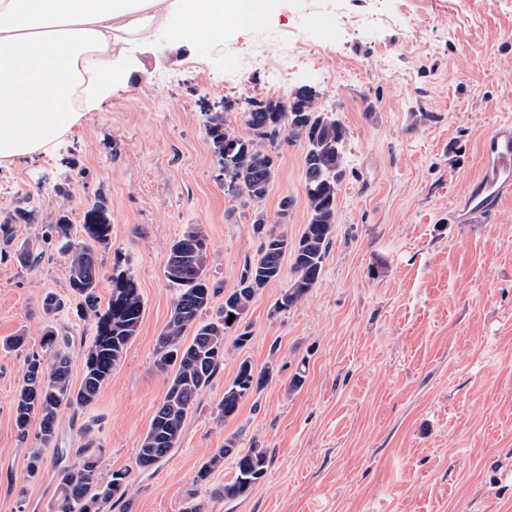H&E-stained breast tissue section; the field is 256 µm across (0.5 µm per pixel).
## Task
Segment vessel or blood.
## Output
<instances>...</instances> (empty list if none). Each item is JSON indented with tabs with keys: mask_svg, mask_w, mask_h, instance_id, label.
I'll return each mask as SVG.
<instances>
[{
	"mask_svg": "<svg viewBox=\"0 0 512 512\" xmlns=\"http://www.w3.org/2000/svg\"><path fill=\"white\" fill-rule=\"evenodd\" d=\"M482 152L485 172L473 185L467 202L474 214L495 211L502 197L512 193V125L487 137Z\"/></svg>",
	"mask_w": 512,
	"mask_h": 512,
	"instance_id": "obj_1",
	"label": "vessel or blood"
}]
</instances>
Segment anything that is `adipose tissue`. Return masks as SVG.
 I'll return each instance as SVG.
<instances>
[{
    "label": "adipose tissue",
    "mask_w": 512,
    "mask_h": 512,
    "mask_svg": "<svg viewBox=\"0 0 512 512\" xmlns=\"http://www.w3.org/2000/svg\"><path fill=\"white\" fill-rule=\"evenodd\" d=\"M271 0H0V162L78 126L112 90V53L155 24L184 37L256 25Z\"/></svg>",
    "instance_id": "adipose-tissue-1"
}]
</instances>
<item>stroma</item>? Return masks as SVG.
Segmentation results:
<instances>
[{"instance_id":"obj_1","label":"stroma","mask_w":512,"mask_h":512,"mask_svg":"<svg viewBox=\"0 0 512 512\" xmlns=\"http://www.w3.org/2000/svg\"><path fill=\"white\" fill-rule=\"evenodd\" d=\"M345 15L379 23L348 34ZM281 36L303 56L285 76L275 69ZM112 77L111 97L81 127L0 165V220L29 199L36 219L16 225L13 246L43 253L33 265L0 258V337L25 339L0 350V512H52L58 473L85 446L103 475L130 473L112 512H183L190 497L203 512H512V196L484 218L465 201L482 142L512 123V0H276L261 28L219 38L155 25L148 41L113 53ZM302 86L347 131L322 275L285 311L275 303L287 280L256 295L178 448L140 469L141 438L167 390L154 352L175 297L164 276L171 242L191 225L206 234L216 311L263 243L256 208L292 239L308 219L305 145L275 144V179L257 207L228 192L209 118L227 112L247 137L246 101ZM100 196L112 224L104 266L137 281L144 314L96 401L60 410V452L31 478L41 424L21 434L13 419L25 360L43 353L53 328L69 342L79 387L94 328L93 316L77 314L44 225L62 217L79 236ZM52 294L64 307L50 320L42 305ZM245 359L273 375L221 419L218 403ZM298 372L305 382L288 392ZM231 436L242 448L259 441L270 464L248 495L224 499L213 490L234 478L232 462L208 483L196 474Z\"/></svg>"}]
</instances>
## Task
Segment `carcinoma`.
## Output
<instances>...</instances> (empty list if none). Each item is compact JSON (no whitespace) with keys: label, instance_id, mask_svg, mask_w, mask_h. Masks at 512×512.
Wrapping results in <instances>:
<instances>
[{"label":"carcinoma","instance_id":"carcinoma-1","mask_svg":"<svg viewBox=\"0 0 512 512\" xmlns=\"http://www.w3.org/2000/svg\"><path fill=\"white\" fill-rule=\"evenodd\" d=\"M243 122L250 138L236 135L228 118L215 114L208 134L220 156L224 183L236 194H243L259 204L267 197L276 175L273 152L281 134L290 142L307 145L303 159L308 223L298 239L265 229L264 217L255 221L264 234L260 255L245 264L238 287L224 296V308L215 317L204 319L215 288L207 278L208 240L201 228L191 225L169 247L164 275L177 288L171 317L158 337L155 367L165 374L167 392L157 407L149 429L138 448L136 464L150 469L179 446L185 421L199 392L207 387L224 363L225 337L247 314L255 296L283 276V259L290 257L295 277L277 299L276 309L286 311L302 301L318 282L336 224V197L344 173L345 127L329 112L314 104L311 90L299 88L288 98L253 99L246 102ZM108 206L101 197L86 212L83 235L75 241L72 225L62 219L45 225V237L63 241L61 250L69 267V288L81 301L83 310L94 314V336L85 351L84 373L78 390L70 384L68 342L54 331L45 333L44 347L50 362L33 354L26 359L23 384L14 401V424L26 433L31 418H41V448L32 452L27 462L28 475L38 474L44 453L58 452L56 419L63 407L93 403L101 386L121 361L129 342L137 335L144 300L137 282L113 266L112 291L105 308H100L96 289L103 275L98 253L110 242L112 225ZM32 214L18 207L0 223V241L9 244L14 225L28 223ZM235 319H230V316ZM193 331L186 338L187 331ZM271 374L270 367L255 371L248 360L239 363L237 373L224 388L218 404L219 415L226 420L236 417L242 400L259 389ZM234 458L236 475L232 481L214 489L220 498L246 495L266 475L268 450L254 441L249 448L236 446V439L224 441L200 466L197 481L205 482L224 460ZM129 473L114 471L107 479L101 474L99 455L84 448L75 460L60 472L59 496L53 512H104L113 499H122L129 486Z\"/></svg>","mask_w":512,"mask_h":512}]
</instances>
